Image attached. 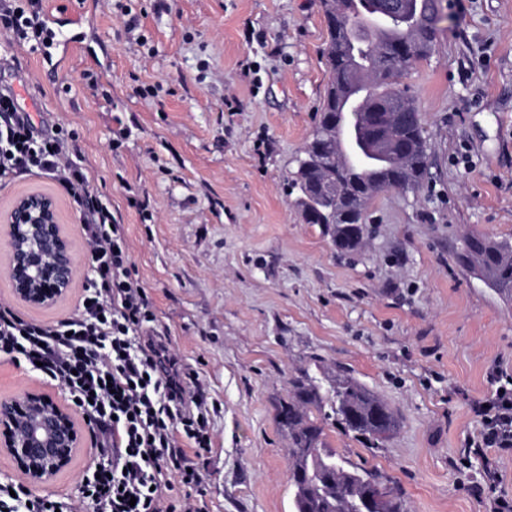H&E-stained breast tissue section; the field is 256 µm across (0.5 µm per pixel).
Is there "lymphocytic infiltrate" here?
I'll return each instance as SVG.
<instances>
[{
	"instance_id": "1",
	"label": "lymphocytic infiltrate",
	"mask_w": 512,
	"mask_h": 512,
	"mask_svg": "<svg viewBox=\"0 0 512 512\" xmlns=\"http://www.w3.org/2000/svg\"><path fill=\"white\" fill-rule=\"evenodd\" d=\"M42 0H0V34L17 45L39 39ZM67 140L43 138L14 92L0 91V181L31 172L53 175L80 211L96 278L74 315L54 325L0 310V351L41 363L72 402L90 407L95 453L82 494L94 512H208L205 501L176 509L172 474L197 481L184 461L188 449L209 450L208 407L188 394L183 372L160 340L134 347L154 314L145 288L128 265L122 224L94 193L81 167L66 156ZM494 395L477 412L482 443L512 449V376L497 372ZM192 400L194 412L183 411Z\"/></svg>"
}]
</instances>
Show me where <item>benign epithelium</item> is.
<instances>
[{
	"label": "benign epithelium",
	"instance_id": "7a95c632",
	"mask_svg": "<svg viewBox=\"0 0 512 512\" xmlns=\"http://www.w3.org/2000/svg\"><path fill=\"white\" fill-rule=\"evenodd\" d=\"M329 210L323 221L358 226V216L336 204L351 197L355 185L324 180L316 186ZM0 247L15 299L31 307H50L70 290L79 264L60 224L55 199L41 192L18 197L0 213ZM91 432L89 417L43 389H25L0 399V455L9 457L31 489L54 481L73 461Z\"/></svg>",
	"mask_w": 512,
	"mask_h": 512
}]
</instances>
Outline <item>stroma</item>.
Segmentation results:
<instances>
[{
    "label": "stroma",
    "mask_w": 512,
    "mask_h": 512,
    "mask_svg": "<svg viewBox=\"0 0 512 512\" xmlns=\"http://www.w3.org/2000/svg\"><path fill=\"white\" fill-rule=\"evenodd\" d=\"M439 9L433 50L405 78L428 179L379 194L351 255L304 222L291 187L328 83L320 0H45L49 48L21 54L0 35V89L39 135L73 133V155L124 227L154 328L207 398L212 446L188 456L200 482H174V504L293 512L276 405L292 375L340 366L399 418L381 448L326 426L344 461L386 476L408 512H490L476 408L496 390L493 368L512 375V298L456 253L472 231L512 240V0ZM34 190L56 196L81 271L56 306L32 309L14 300L0 254V308L51 325L75 312L94 272L80 213L50 176L0 182V211ZM34 386L58 389L0 353V398ZM93 453L45 495L92 512L81 477Z\"/></svg>",
    "instance_id": "1"
}]
</instances>
